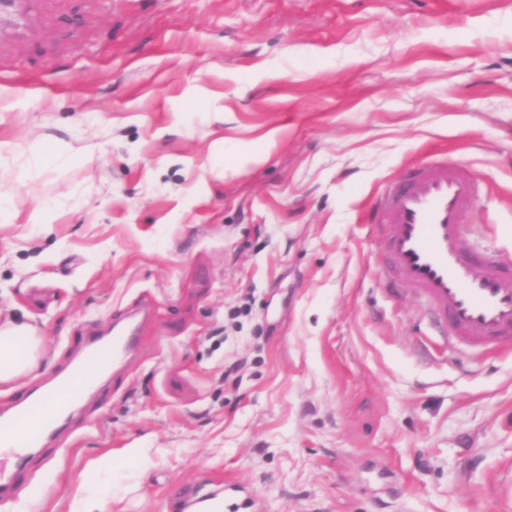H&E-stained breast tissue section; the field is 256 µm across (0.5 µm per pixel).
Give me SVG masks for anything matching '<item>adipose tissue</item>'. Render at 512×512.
<instances>
[{"label":"adipose tissue","instance_id":"ef3b65f1","mask_svg":"<svg viewBox=\"0 0 512 512\" xmlns=\"http://www.w3.org/2000/svg\"><path fill=\"white\" fill-rule=\"evenodd\" d=\"M40 344L41 339L31 326L10 319L0 321V387L10 385L35 368ZM111 474V456H102L93 463L90 478L81 483L82 496L77 500L75 512H84L89 501L96 512H110L112 486L107 478Z\"/></svg>","mask_w":512,"mask_h":512}]
</instances>
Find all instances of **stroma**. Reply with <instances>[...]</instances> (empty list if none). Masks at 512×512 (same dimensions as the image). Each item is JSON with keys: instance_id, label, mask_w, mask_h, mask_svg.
I'll return each mask as SVG.
<instances>
[{"instance_id": "1", "label": "stroma", "mask_w": 512, "mask_h": 512, "mask_svg": "<svg viewBox=\"0 0 512 512\" xmlns=\"http://www.w3.org/2000/svg\"><path fill=\"white\" fill-rule=\"evenodd\" d=\"M435 158L479 184L465 245L512 257V0H33L0 34V316L41 359L0 407L152 315L0 512H69L106 454L112 512L201 478L258 512H512V350L449 349L378 276L380 188Z\"/></svg>"}]
</instances>
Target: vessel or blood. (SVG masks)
<instances>
[{
  "mask_svg": "<svg viewBox=\"0 0 512 512\" xmlns=\"http://www.w3.org/2000/svg\"><path fill=\"white\" fill-rule=\"evenodd\" d=\"M470 179L448 163L412 167L379 200L385 228L383 265L391 281L415 292L435 325L456 342L492 349L512 343V262H491L463 248L461 226L472 212ZM133 314L97 336H79L70 361L13 408L0 412V497L23 492L15 460L49 446L83 411L87 395L119 375L137 340ZM187 512H248L254 494L227 483L202 491L184 487Z\"/></svg>",
  "mask_w": 512,
  "mask_h": 512,
  "instance_id": "b4317fda",
  "label": "vessel or blood"
}]
</instances>
